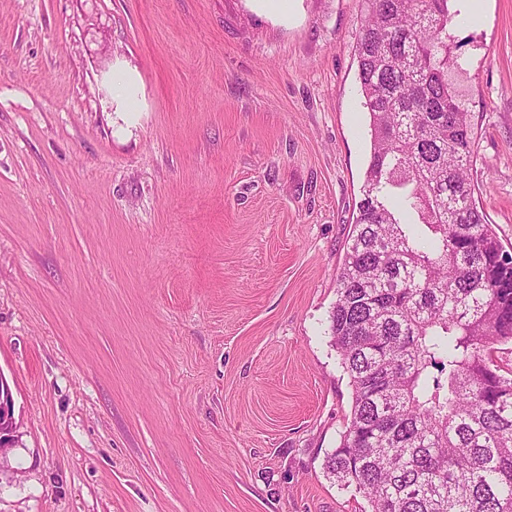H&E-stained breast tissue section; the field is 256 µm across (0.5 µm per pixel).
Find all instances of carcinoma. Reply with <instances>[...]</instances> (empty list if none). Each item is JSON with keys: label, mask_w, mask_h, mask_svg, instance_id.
Returning a JSON list of instances; mask_svg holds the SVG:
<instances>
[{"label": "carcinoma", "mask_w": 512, "mask_h": 512, "mask_svg": "<svg viewBox=\"0 0 512 512\" xmlns=\"http://www.w3.org/2000/svg\"><path fill=\"white\" fill-rule=\"evenodd\" d=\"M451 0H363L371 150L330 331L352 387L324 469L370 512H512V255L476 205Z\"/></svg>", "instance_id": "cac0c4a2"}]
</instances>
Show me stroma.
Wrapping results in <instances>:
<instances>
[{"instance_id": "1", "label": "stroma", "mask_w": 512, "mask_h": 512, "mask_svg": "<svg viewBox=\"0 0 512 512\" xmlns=\"http://www.w3.org/2000/svg\"><path fill=\"white\" fill-rule=\"evenodd\" d=\"M465 5L448 81L512 252V0ZM360 25L361 0H0V512H366L324 470ZM116 82L120 85L115 98L112 101L116 103L118 112H134L130 106V98H133L137 85V80L133 73L129 72L120 76ZM4 385L6 393L5 396L1 398L0 392V458L2 454H5L8 449L12 448L15 444L14 435L16 433V428L14 426V421L10 414L12 413V403L13 399L11 393L8 389V386L4 383L3 377L0 375V390ZM2 418V419H1ZM5 437L7 439L6 442L1 443V437Z\"/></svg>"}]
</instances>
